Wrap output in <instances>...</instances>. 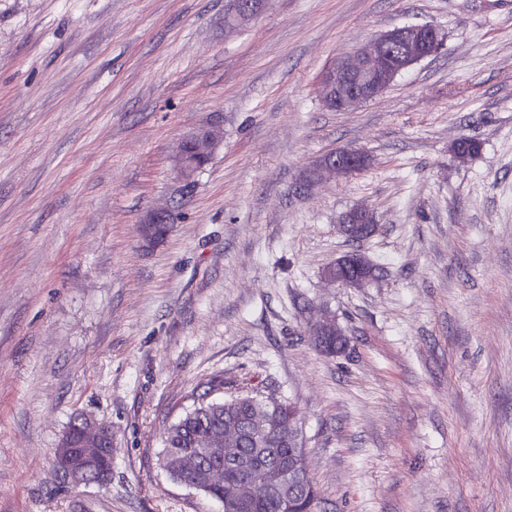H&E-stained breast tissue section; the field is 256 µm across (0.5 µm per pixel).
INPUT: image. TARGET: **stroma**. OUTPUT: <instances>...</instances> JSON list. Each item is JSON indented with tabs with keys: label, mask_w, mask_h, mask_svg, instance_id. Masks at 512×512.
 <instances>
[{
	"label": "stroma",
	"mask_w": 512,
	"mask_h": 512,
	"mask_svg": "<svg viewBox=\"0 0 512 512\" xmlns=\"http://www.w3.org/2000/svg\"><path fill=\"white\" fill-rule=\"evenodd\" d=\"M226 9L0 0V512H224L162 465L205 392L292 405L314 512H512V0H265L237 28ZM411 24L441 53L323 106L328 65ZM210 121L182 189L179 144ZM347 147L365 170L310 179ZM358 205L379 230L354 243ZM353 250L380 277L326 281ZM320 309L341 354L312 342ZM76 414L112 431L105 485L55 466ZM219 126L216 124H211L207 126H203L199 128L194 134L190 137L186 138L181 145L179 156H178V170L180 179L185 187H188L193 181L197 173L203 168H184L182 167V158H184V150L189 142H199L203 143V148L207 151L213 150L215 151L218 143H219ZM340 232L348 239H366L374 236L378 231V225L373 213L363 207H357L348 211L341 220ZM177 221V214L172 212L171 210H157L151 212L144 224L141 227L140 235L143 242L146 245H152L158 241V238L153 233L154 224H159L158 233L162 234L164 232L165 224L167 225V230L165 236L171 231L173 224Z\"/></svg>",
	"instance_id": "stroma-1"
}]
</instances>
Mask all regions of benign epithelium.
I'll return each instance as SVG.
<instances>
[{
  "mask_svg": "<svg viewBox=\"0 0 512 512\" xmlns=\"http://www.w3.org/2000/svg\"><path fill=\"white\" fill-rule=\"evenodd\" d=\"M258 14V11L243 7L231 0L226 16L230 26L241 25ZM444 37L431 25H404L386 31L359 45L345 57L329 66L319 79L320 95L330 109L346 110L380 96L396 77L412 65L435 55L443 46ZM199 142L206 150L216 149L219 143V126L211 124L199 128L184 140V143ZM369 165L368 155L356 148H344L332 152L320 161L317 173H340L352 175ZM177 214L170 210L151 212L141 227L143 242L152 245L158 241L153 233L154 225L165 224L172 228ZM378 231L373 213L363 207L348 211L341 220L340 232L347 239H366ZM365 256L355 252L338 259L325 271L326 278L345 286H362L371 280L364 268ZM316 346L324 348L332 337H343L335 319L327 313L315 318L310 328ZM86 430L96 441L94 448H74L69 437L62 438L57 448L55 463L71 482L75 484H102L109 480L108 452L112 445V432L105 426L86 421ZM201 485L189 488L201 490L203 485L224 484V470L217 467L203 469Z\"/></svg>",
  "mask_w": 512,
  "mask_h": 512,
  "instance_id": "benign-epithelium-1",
  "label": "benign epithelium"
}]
</instances>
